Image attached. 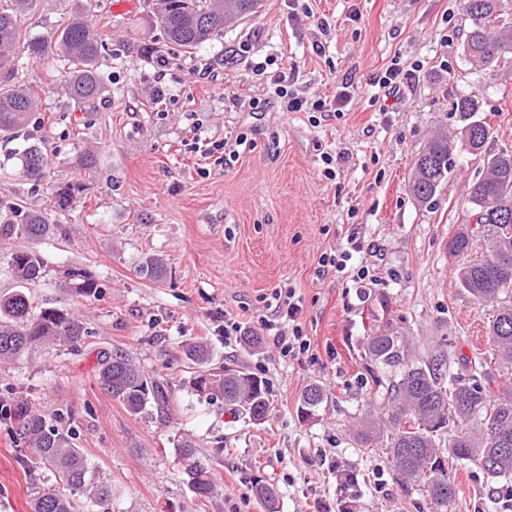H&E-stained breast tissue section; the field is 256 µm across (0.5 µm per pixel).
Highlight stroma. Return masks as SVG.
Here are the masks:
<instances>
[{
    "mask_svg": "<svg viewBox=\"0 0 512 512\" xmlns=\"http://www.w3.org/2000/svg\"><path fill=\"white\" fill-rule=\"evenodd\" d=\"M155 3L92 0V24L114 53L101 66L111 92L95 109L64 94L54 60L23 72L47 89L25 136L45 141L49 174L29 183L14 159L17 141L0 137V215L37 208L50 233L0 243V294L18 287L11 252L37 251L47 269L28 286L34 308L75 311L88 334L0 365V398L67 413L77 447L112 487L111 512H264L259 479L276 487L279 512H314L318 498L354 499L357 512H431L422 493L403 490L382 451L353 441L370 391L361 357L370 329L389 322L408 337L412 358L445 351L452 372L492 358L494 309L456 287L459 262L448 255L483 162L457 153L428 207L408 185L425 143L467 124L451 108L456 96L478 101L490 151L512 150V69L465 58L459 0H263L256 15L226 22L222 37L190 53L162 45ZM76 5L39 0L23 30L44 34ZM316 17L328 30L313 26ZM317 42L323 53L313 51ZM262 60L264 78L252 72ZM396 61L416 72L401 103L382 112L375 83ZM284 63L296 96L330 100L346 81L356 95L340 115L283 111L269 76ZM159 88L165 99L155 97ZM239 136L250 147L235 155L226 144ZM87 153L95 165L78 174ZM327 154L336 159L332 178ZM63 191L72 196L64 210ZM352 234L361 250L348 273L322 272L321 255L348 249ZM151 255L167 265L158 282L138 272ZM363 266L368 276L354 281ZM75 269L95 281L91 295L76 294ZM280 287L305 300L309 354L281 357L268 336L256 348L225 339L228 316L260 335L263 299ZM198 339L209 368L240 365L266 381L265 423L231 418L222 399L192 391L182 347ZM113 348L167 382L168 410L133 415L100 388L98 355ZM314 383L325 398L306 418L301 397ZM183 439L217 479L209 500L183 476ZM15 447L1 418L0 512H29L32 481ZM338 462L357 473V486L337 483ZM454 473L448 512H512L511 483L470 462Z\"/></svg>",
    "mask_w": 512,
    "mask_h": 512,
    "instance_id": "35a3bbf8",
    "label": "stroma"
}]
</instances>
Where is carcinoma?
<instances>
[{"label":"carcinoma","mask_w":512,"mask_h":512,"mask_svg":"<svg viewBox=\"0 0 512 512\" xmlns=\"http://www.w3.org/2000/svg\"><path fill=\"white\" fill-rule=\"evenodd\" d=\"M35 5L36 0H9V5L0 6V134L7 138L20 137L40 107L38 88L19 80L16 51L20 46L29 59L52 58L60 63L64 93L76 103L94 109L106 92L100 60L112 51L94 30L89 8H76L63 27L24 40L21 18ZM258 8L260 0H160L153 22L166 42L189 52L220 35L224 19L249 16ZM461 10L470 21L463 42L469 60L480 66L511 61L512 22L503 19V0H461ZM489 136V124L475 120L460 130L456 140L446 135L432 138L415 159L409 188L417 202L428 207L448 179L456 148L487 158L483 174L472 184L466 212L482 214L481 238L488 251L480 259L461 264L456 279L478 303L498 306L488 327V340L495 358L512 366V150L488 154ZM16 156L27 180L38 182L45 177L49 159L44 144L28 142ZM48 229L44 214L21 211L17 219L0 221V239L37 240ZM474 242V229L464 221L448 240V253L467 256ZM10 261L22 287L0 296V364L12 363L38 345L80 341L86 328L75 313L55 307L32 312L23 285L42 277L45 265L39 254L17 249ZM139 272L157 281L164 276V261L149 256ZM364 367L374 380L368 405L380 416L364 419L355 440L370 448L381 428H387V463L405 482L426 492L433 512H448L455 498L451 460L472 461L492 480H512V392H492L494 375L485 366L460 376L448 372L445 355L413 363L403 334L387 326L366 337ZM98 381L132 414L151 405L169 404L164 383L145 373L120 349L100 351ZM190 385L199 395L220 393L224 408L234 418L243 415L261 424L268 417L266 381L243 367L222 375L200 371ZM323 400L322 387L308 386L301 400L304 415L312 416ZM3 410L17 437L16 452L23 469L30 474L46 469L54 476L52 482L32 490L30 512H74L78 497L91 508L107 509L112 487L90 467L70 431L48 422L27 402L5 404ZM450 426L454 434L445 452L437 436ZM179 448L186 460L184 474L189 485L197 496L209 497L215 488L214 474L195 459L191 442L184 441ZM255 495L265 512H278L274 487L259 480Z\"/></svg>","instance_id":"obj_1"}]
</instances>
